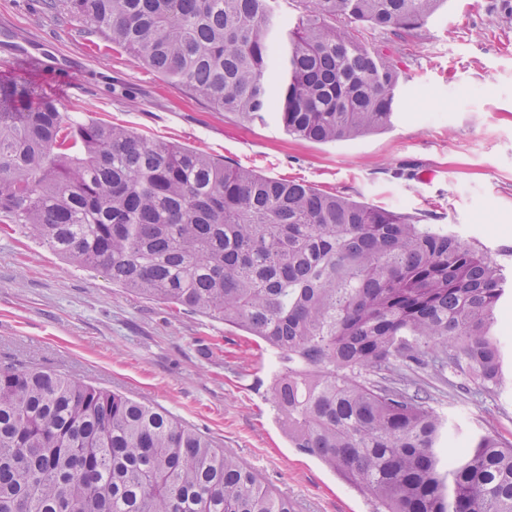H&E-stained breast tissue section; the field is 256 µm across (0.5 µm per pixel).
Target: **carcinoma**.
Instances as JSON below:
<instances>
[{"instance_id":"carcinoma-1","label":"carcinoma","mask_w":512,"mask_h":512,"mask_svg":"<svg viewBox=\"0 0 512 512\" xmlns=\"http://www.w3.org/2000/svg\"><path fill=\"white\" fill-rule=\"evenodd\" d=\"M46 0L216 112L301 140L391 124L395 34L444 0ZM0 222L145 298L224 321L281 367L288 438L378 512H512V443L456 429L425 377L507 386L504 265L440 224L230 165L0 79ZM0 512H294L238 457L168 413L42 368L0 364Z\"/></svg>"}]
</instances>
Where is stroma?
<instances>
[{
  "instance_id": "obj_1",
  "label": "stroma",
  "mask_w": 512,
  "mask_h": 512,
  "mask_svg": "<svg viewBox=\"0 0 512 512\" xmlns=\"http://www.w3.org/2000/svg\"><path fill=\"white\" fill-rule=\"evenodd\" d=\"M354 35L399 52L390 128L299 141L273 117L210 111L123 50L96 53L76 15L0 0V77L27 78L74 122L122 125L274 178L441 224L512 275V0H448L405 38ZM0 361L51 369L159 407L235 453L295 512H373L368 494L292 448L268 394L273 352L205 315L176 311L77 268L18 224L0 223ZM459 423L512 442V392L430 395Z\"/></svg>"
}]
</instances>
